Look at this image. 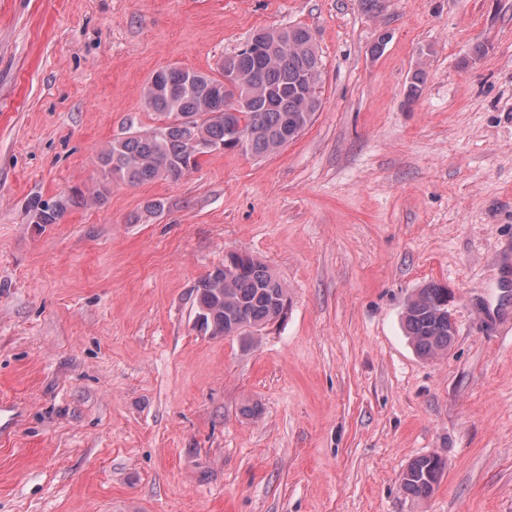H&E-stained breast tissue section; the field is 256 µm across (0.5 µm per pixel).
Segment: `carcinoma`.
Returning a JSON list of instances; mask_svg holds the SVG:
<instances>
[{
	"instance_id": "cac0c4a2",
	"label": "carcinoma",
	"mask_w": 512,
	"mask_h": 512,
	"mask_svg": "<svg viewBox=\"0 0 512 512\" xmlns=\"http://www.w3.org/2000/svg\"><path fill=\"white\" fill-rule=\"evenodd\" d=\"M251 49L224 58L217 74L196 71L193 89L183 87L189 70L171 67L152 75L144 90L147 106L164 118L162 125L115 140L99 156L103 179L55 200L33 199L28 210L43 214V224H59L73 205H102L110 185L165 180L179 182L198 166L189 151L194 140L201 155L232 151L224 121V76L242 75L239 112L233 122L245 138L244 152L267 157L294 141L314 122L320 108L321 65L309 29L295 25L280 31H255ZM232 263L207 273L196 286L195 314L200 329L211 336H249L285 316L288 290L259 258L231 256ZM448 288L424 285L407 301V335L422 357L448 351L456 328L448 320ZM447 467L429 454L415 458L401 478L403 492L418 500L430 497Z\"/></svg>"
}]
</instances>
